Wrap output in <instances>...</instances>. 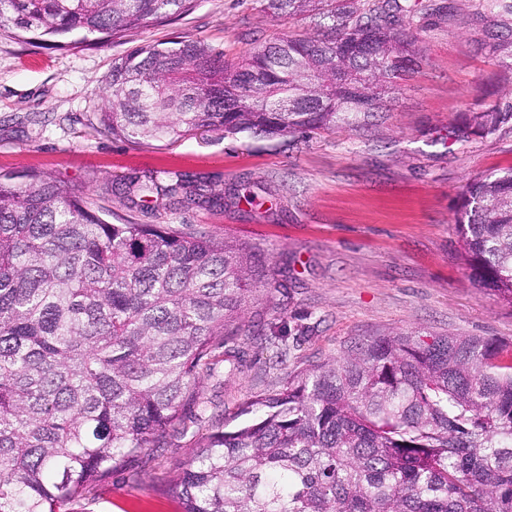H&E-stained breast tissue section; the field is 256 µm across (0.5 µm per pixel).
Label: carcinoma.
<instances>
[{
    "label": "carcinoma",
    "instance_id": "carcinoma-1",
    "mask_svg": "<svg viewBox=\"0 0 512 512\" xmlns=\"http://www.w3.org/2000/svg\"><path fill=\"white\" fill-rule=\"evenodd\" d=\"M316 34L246 56L197 40L146 43L112 62L99 128L177 142L197 129L268 137L355 131L417 72L431 7L409 0H258ZM193 0H0V31L78 49L189 12ZM512 16V0H472ZM507 54L512 23L490 34ZM512 102L459 134L492 135ZM135 205L222 208L187 174L115 183ZM458 232L473 277L512 304V167L469 179ZM260 255L227 238L156 224H111L50 178L0 175V512H68L200 405L199 371L242 367L231 342ZM224 348V359L214 351ZM482 336H371L288 378L178 465L184 512H512V358Z\"/></svg>",
    "mask_w": 512,
    "mask_h": 512
}]
</instances>
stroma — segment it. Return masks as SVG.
<instances>
[{"label": "stroma", "mask_w": 512, "mask_h": 512, "mask_svg": "<svg viewBox=\"0 0 512 512\" xmlns=\"http://www.w3.org/2000/svg\"><path fill=\"white\" fill-rule=\"evenodd\" d=\"M450 2L454 15L433 16L421 35L418 73L373 126L307 137L200 130L175 144H136L98 126L95 89L132 47L193 38L231 59L250 51L252 37L312 32L309 20L271 18L258 0H195L166 25L85 49L39 48L0 32V173L21 185L50 176L113 224H172L245 243L276 282L257 284L242 315V372L201 378L203 418L186 415L166 447L130 458L71 512H182L167 490L178 462L235 427L246 402L367 337L417 331L512 347V305L472 278L455 224L466 181L512 166V123L464 145L455 139L473 113L512 96V70L483 48L492 19L471 17L470 0ZM154 171L244 195L221 209L152 211L112 195L113 183Z\"/></svg>", "instance_id": "stroma-1"}]
</instances>
